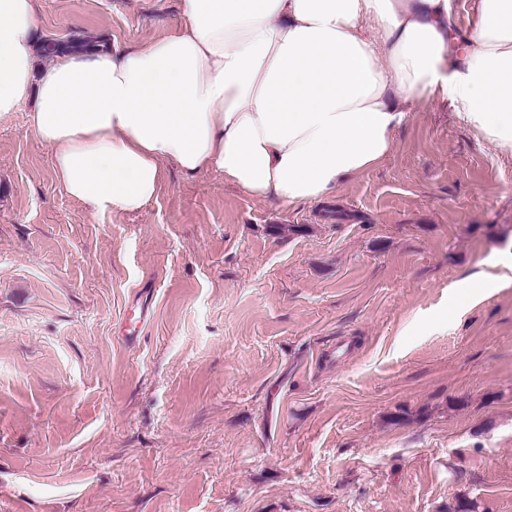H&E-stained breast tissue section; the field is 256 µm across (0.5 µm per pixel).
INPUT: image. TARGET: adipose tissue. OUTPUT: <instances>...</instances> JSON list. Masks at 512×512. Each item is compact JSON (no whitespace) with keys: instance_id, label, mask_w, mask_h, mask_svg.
Returning a JSON list of instances; mask_svg holds the SVG:
<instances>
[{"instance_id":"adipose-tissue-1","label":"adipose tissue","mask_w":512,"mask_h":512,"mask_svg":"<svg viewBox=\"0 0 512 512\" xmlns=\"http://www.w3.org/2000/svg\"><path fill=\"white\" fill-rule=\"evenodd\" d=\"M35 29L36 0H0V115L33 102L60 190L93 213L140 211L164 161L274 203L327 198L432 99L512 147V0H474L460 52L449 0H181L164 37L47 66Z\"/></svg>"}]
</instances>
